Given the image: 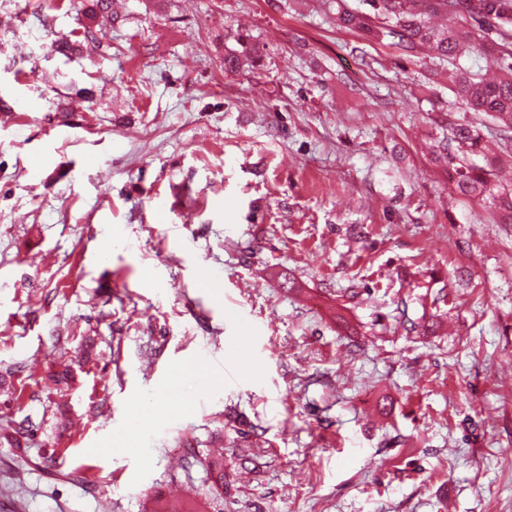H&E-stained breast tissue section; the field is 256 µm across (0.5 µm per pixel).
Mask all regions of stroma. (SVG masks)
Masks as SVG:
<instances>
[{
  "label": "stroma",
  "instance_id": "35a3bbf8",
  "mask_svg": "<svg viewBox=\"0 0 512 512\" xmlns=\"http://www.w3.org/2000/svg\"><path fill=\"white\" fill-rule=\"evenodd\" d=\"M115 8L0 0V512H512V224L432 159L512 140L336 0Z\"/></svg>",
  "mask_w": 512,
  "mask_h": 512
}]
</instances>
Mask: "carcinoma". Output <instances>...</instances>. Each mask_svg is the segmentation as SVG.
<instances>
[{"label": "carcinoma", "instance_id": "obj_1", "mask_svg": "<svg viewBox=\"0 0 512 512\" xmlns=\"http://www.w3.org/2000/svg\"><path fill=\"white\" fill-rule=\"evenodd\" d=\"M372 8L367 14L338 4L336 20L370 37L390 36L407 50L428 46L439 58L454 64L448 89L466 112H481L505 133L512 132V0H364ZM95 17L115 24L111 0H96ZM496 31L486 42L481 31ZM474 54L493 58L499 74H475L457 60ZM435 157L448 166L453 189L462 195L480 196L507 216L512 224V184L498 178L486 145L475 126H450L448 142L440 143Z\"/></svg>", "mask_w": 512, "mask_h": 512}]
</instances>
